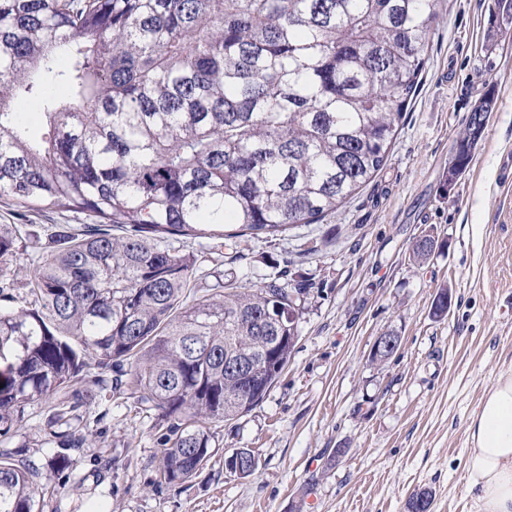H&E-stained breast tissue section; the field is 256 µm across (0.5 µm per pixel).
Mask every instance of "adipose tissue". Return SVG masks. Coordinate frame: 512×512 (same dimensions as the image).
<instances>
[{"label": "adipose tissue", "instance_id": "1", "mask_svg": "<svg viewBox=\"0 0 512 512\" xmlns=\"http://www.w3.org/2000/svg\"><path fill=\"white\" fill-rule=\"evenodd\" d=\"M468 432L466 486L478 512H512V368L497 375Z\"/></svg>", "mask_w": 512, "mask_h": 512}]
</instances>
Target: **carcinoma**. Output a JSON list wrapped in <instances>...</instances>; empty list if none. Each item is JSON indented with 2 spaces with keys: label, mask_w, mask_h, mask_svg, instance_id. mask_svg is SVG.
I'll return each instance as SVG.
<instances>
[{
  "label": "carcinoma",
  "mask_w": 512,
  "mask_h": 512,
  "mask_svg": "<svg viewBox=\"0 0 512 512\" xmlns=\"http://www.w3.org/2000/svg\"><path fill=\"white\" fill-rule=\"evenodd\" d=\"M438 0H0V197L88 223L47 224L56 251L0 308V439L53 401L47 435L95 400L56 395L90 367L115 374L165 427L157 488L218 452L212 424L257 406L288 365L300 308L288 284L224 283L190 299L186 239L277 237L336 212L385 166ZM70 90L57 97L53 86ZM22 101L44 132L29 134ZM492 103L473 108L448 167L466 170ZM0 224V264L19 240ZM272 355L245 394L228 363ZM39 473L0 452V512H39Z\"/></svg>",
  "instance_id": "obj_1"
}]
</instances>
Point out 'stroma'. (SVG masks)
Segmentation results:
<instances>
[{
    "label": "stroma",
    "instance_id": "obj_1",
    "mask_svg": "<svg viewBox=\"0 0 512 512\" xmlns=\"http://www.w3.org/2000/svg\"><path fill=\"white\" fill-rule=\"evenodd\" d=\"M495 0H441L420 87L388 161L360 191L317 224L277 237L192 241L204 295L215 274L258 285L284 277L308 288L294 354L250 412L215 428L216 455L192 482L157 489L154 411L128 392L104 390L72 432L63 474L48 467L49 404L28 405L8 448L38 468L41 512H408L411 496L433 493L432 512H476L466 489L468 423L499 372L512 368V27L492 19ZM492 98L467 169L448 183V165L473 107ZM75 214L16 212L0 202V224L21 228L0 267L18 309L37 262L54 246L47 224ZM437 240L425 263L416 240ZM452 303L435 319L432 302ZM396 331L399 355L369 361L377 336ZM252 448L246 478L224 456ZM346 449L334 462V449Z\"/></svg>",
    "mask_w": 512,
    "mask_h": 512
}]
</instances>
